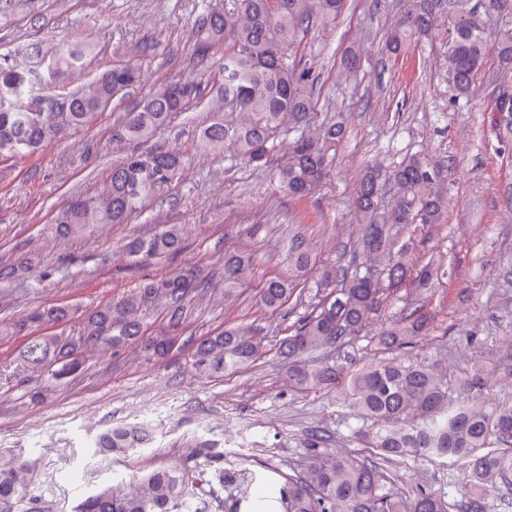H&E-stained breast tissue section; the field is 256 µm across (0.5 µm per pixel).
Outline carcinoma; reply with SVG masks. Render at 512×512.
Wrapping results in <instances>:
<instances>
[{
  "label": "carcinoma",
  "instance_id": "1",
  "mask_svg": "<svg viewBox=\"0 0 512 512\" xmlns=\"http://www.w3.org/2000/svg\"><path fill=\"white\" fill-rule=\"evenodd\" d=\"M346 0H233L224 13L205 11L194 24L196 66L204 68L210 52L224 46V110L213 112L199 137L203 151L230 148L232 158L249 166H273L282 191L303 199L311 195L332 170L336 146L345 128L330 119L312 129L318 98L317 75L303 64L301 35L317 26H336ZM438 0H411L387 34L386 49L397 55L427 35ZM479 12L472 0H448V48L443 56L444 81L455 96L473 93L475 75L489 54L512 65V19L500 24L493 43L484 37V17L512 16V0H484ZM93 52L81 36L43 53L49 79L62 82ZM358 49L349 46L336 68V88L344 89L356 75ZM40 73L0 57V154L34 153L61 140L67 131L85 126L118 96L141 80L134 63L99 72L84 88L65 97L67 110L56 102L32 107L24 102ZM200 83L164 80L154 86L112 125V140L145 145L166 126L173 114L199 99ZM498 135L512 141V99L495 103ZM282 156H277V153ZM183 161L171 150L137 149L112 165L105 191L95 197H75L58 211L60 231L78 237L99 224H125L147 198L177 180ZM440 169L428 159L409 154L389 169L379 163L365 166L355 200L359 233L355 260L348 265L317 266L309 240L299 234L288 239V276H273L260 289V307L283 309L295 282L318 268L315 287L323 292L317 304L290 326L276 353L288 359L294 385L315 389L336 385V368L318 355L336 345H349L363 336L377 347L396 350L424 335L427 315L424 296L432 291L440 268L416 257L398 239L410 224H439L448 206L439 187ZM391 202L381 204L385 194ZM182 247L179 225L169 224L148 238L129 245L135 263L174 254ZM249 253L224 256V296H231L251 276ZM408 284L404 295L399 287ZM198 288L193 275L148 279L119 299L96 307L87 316L79 344L56 336H35L20 350L29 368L40 370L71 356L76 346L121 347L142 336V313L149 304L164 307L168 322L154 336L153 351H173L184 319V300ZM403 302L399 316L374 330L384 301ZM61 307H48L29 318L33 323L58 321ZM265 354L258 328L245 320L224 324V330L201 339L190 357L196 371L214 377L236 373ZM500 375L512 378V353L476 363L457 380L455 393L448 381L429 365L401 362L365 364L346 375L343 394L362 426L353 431L370 450H335L325 437L311 433L303 470L285 478L280 488L285 512H488L485 491L512 490V405L491 403L487 395ZM156 429L149 423H122L95 435V456H123L147 448ZM427 457L459 470L467 501L456 504L448 489L419 487L411 494L386 488L378 461ZM45 466L35 453L0 452V512H63L56 499L30 486ZM224 487V454L194 448L180 466L145 471L129 482L109 483L80 501L73 512H182L188 496L199 490L218 496Z\"/></svg>",
  "mask_w": 512,
  "mask_h": 512
}]
</instances>
